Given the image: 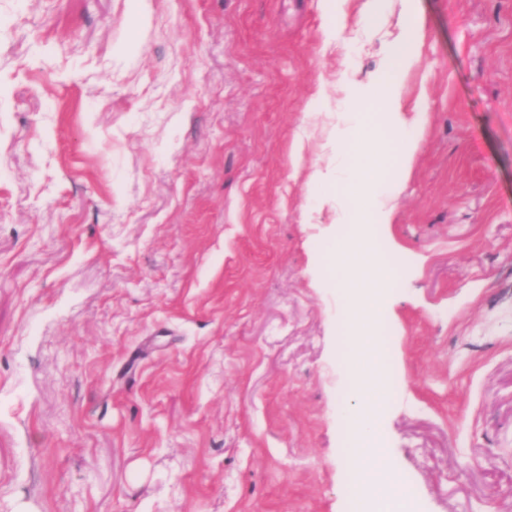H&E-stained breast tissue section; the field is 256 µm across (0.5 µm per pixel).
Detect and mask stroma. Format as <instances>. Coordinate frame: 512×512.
I'll return each mask as SVG.
<instances>
[{
    "label": "stroma",
    "mask_w": 512,
    "mask_h": 512,
    "mask_svg": "<svg viewBox=\"0 0 512 512\" xmlns=\"http://www.w3.org/2000/svg\"><path fill=\"white\" fill-rule=\"evenodd\" d=\"M347 49L323 0H0V512H337ZM423 143L382 233L417 512H512V0H421Z\"/></svg>",
    "instance_id": "1"
}]
</instances>
